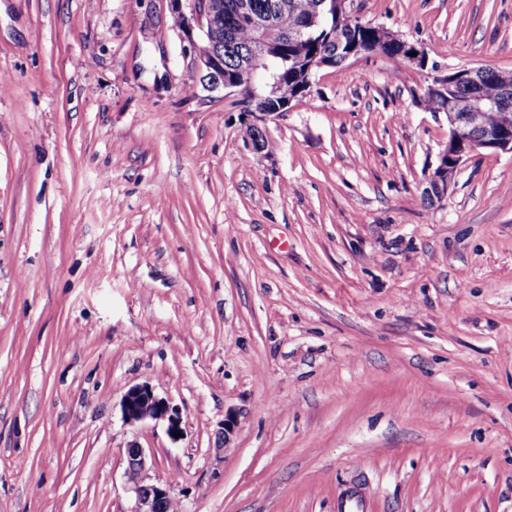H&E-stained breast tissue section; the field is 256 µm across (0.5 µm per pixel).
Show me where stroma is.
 I'll return each instance as SVG.
<instances>
[{"label": "stroma", "mask_w": 512, "mask_h": 512, "mask_svg": "<svg viewBox=\"0 0 512 512\" xmlns=\"http://www.w3.org/2000/svg\"><path fill=\"white\" fill-rule=\"evenodd\" d=\"M352 10L426 68H323L260 148L170 0H0V512H132L134 442L180 512H512V154L424 202L421 102L512 70V0ZM121 409L124 420L129 424L146 419L163 422L172 441L177 442L183 437L179 410L168 399L157 394L150 384L130 387L122 397ZM172 433L180 434V437L175 438Z\"/></svg>", "instance_id": "1"}]
</instances>
